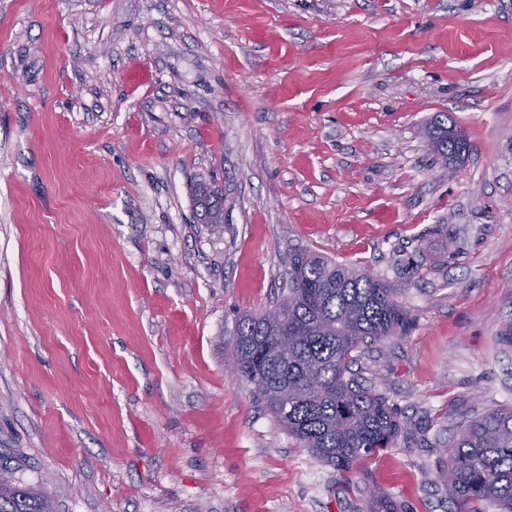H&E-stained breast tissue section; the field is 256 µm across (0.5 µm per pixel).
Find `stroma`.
<instances>
[{"instance_id": "35a3bbf8", "label": "stroma", "mask_w": 512, "mask_h": 512, "mask_svg": "<svg viewBox=\"0 0 512 512\" xmlns=\"http://www.w3.org/2000/svg\"><path fill=\"white\" fill-rule=\"evenodd\" d=\"M297 250L410 318L352 365L405 428L347 473L224 370ZM510 320L512 0H0V456L57 512H449ZM427 135L434 153L444 158L445 163L448 159L451 160L452 151H466V148L467 151L469 150L466 137L455 128L448 129L442 120L434 122L428 129ZM448 148L451 153H448ZM199 220L202 224H224V204L221 196L206 186L196 191Z\"/></svg>"}]
</instances>
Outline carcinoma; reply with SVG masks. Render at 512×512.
Masks as SVG:
<instances>
[{"label":"carcinoma","instance_id":"1","mask_svg":"<svg viewBox=\"0 0 512 512\" xmlns=\"http://www.w3.org/2000/svg\"><path fill=\"white\" fill-rule=\"evenodd\" d=\"M434 153L446 160L469 147L455 128L436 121L427 131ZM199 220L224 223L221 196L206 186L196 191ZM386 282L315 252L291 261L288 290L275 305L282 321L246 315L236 324L239 377L253 385L265 408L288 435L314 457L351 472L388 448L404 422L387 399L361 384L351 365L362 345L401 333L408 314ZM448 462L437 483L451 512H476L475 501H490L512 512V408L466 420L448 444ZM0 483V512H55L42 489L14 477ZM366 512H398L389 496H374Z\"/></svg>","mask_w":512,"mask_h":512}]
</instances>
